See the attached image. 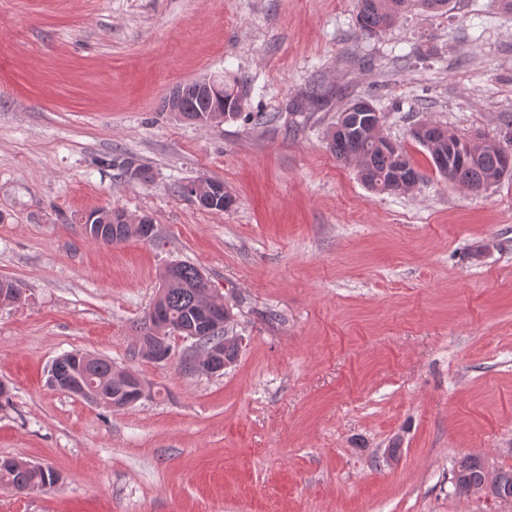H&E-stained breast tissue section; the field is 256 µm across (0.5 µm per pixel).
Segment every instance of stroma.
I'll return each instance as SVG.
<instances>
[{"mask_svg": "<svg viewBox=\"0 0 512 512\" xmlns=\"http://www.w3.org/2000/svg\"><path fill=\"white\" fill-rule=\"evenodd\" d=\"M453 2L369 37L356 0H0V279L23 295L0 304V457L61 477L0 488V512H512L452 484L466 457L512 470V177L450 184L410 135L512 121V0ZM224 74L246 78L247 117L163 110ZM356 97L422 173L411 192L368 190L327 149ZM195 179L222 180L231 208L181 195ZM102 207L151 216L154 238L91 241L81 219ZM172 262L233 307L223 374L182 369L190 339L139 351ZM73 350L148 397L53 387Z\"/></svg>", "mask_w": 512, "mask_h": 512, "instance_id": "35a3bbf8", "label": "stroma"}]
</instances>
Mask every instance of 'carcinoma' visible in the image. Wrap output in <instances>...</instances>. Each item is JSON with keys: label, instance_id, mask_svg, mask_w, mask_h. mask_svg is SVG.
<instances>
[{"label": "carcinoma", "instance_id": "cac0c4a2", "mask_svg": "<svg viewBox=\"0 0 512 512\" xmlns=\"http://www.w3.org/2000/svg\"><path fill=\"white\" fill-rule=\"evenodd\" d=\"M450 0H357V20L361 31L367 36H377L388 30L404 13L418 8L423 11H439L448 7ZM224 85V99L229 102L224 120H234L241 114L236 106L240 98L247 96V80L239 76H229L219 80ZM195 114L208 115L216 106V100L196 91L194 88L180 84L176 86L165 101V109L169 110L174 103ZM360 99L346 105L338 114L337 121L345 122L352 127L347 134L341 136L336 128H331L327 135V147L336 160L353 166L360 179L371 190L381 193L402 194L404 188L390 179L397 167H402L400 177L415 183L422 179L413 164L399 161V156H407L403 149L393 155L386 149L376 145L375 135L365 127L363 113L355 109ZM495 140H489L481 148L482 171L486 178L500 175L502 156L494 146ZM455 184L472 192L479 189L480 176L463 165H455L451 170ZM212 198L210 209L222 211L232 204V197L224 192V182L210 179L201 185L194 200ZM96 215L94 229L87 234L91 240L103 244L114 245L125 243L131 239L143 240V227L126 218L120 209L101 208L94 211ZM179 276L168 280V271L161 274L163 297L158 306L165 319L172 324L189 330L211 315L212 336L214 342L224 344V358L236 360L239 348L233 337L228 334L230 320L224 318V298L209 294L210 288L203 281L201 271L191 265H179ZM21 300V293L12 281L0 280V303H16ZM63 368L67 369V378L74 382L91 379L96 382L93 397L101 404L111 406L117 388L113 382L112 362L101 356L84 360L80 351L61 355ZM55 474L51 468H30L21 460L14 461L8 467L0 466V486L9 488L18 494L31 492V488L52 480ZM455 490L460 494L487 492L503 501H512V471L497 472L493 475L475 458H467L458 464L453 475Z\"/></svg>", "mask_w": 512, "mask_h": 512}]
</instances>
